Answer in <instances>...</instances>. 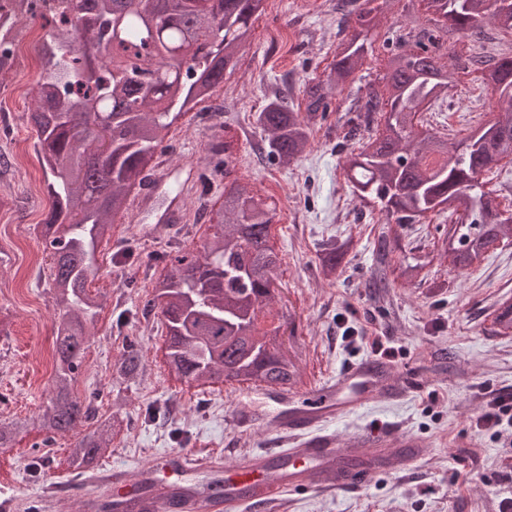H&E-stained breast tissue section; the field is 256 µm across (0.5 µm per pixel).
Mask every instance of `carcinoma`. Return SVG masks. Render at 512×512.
<instances>
[{
  "mask_svg": "<svg viewBox=\"0 0 512 512\" xmlns=\"http://www.w3.org/2000/svg\"><path fill=\"white\" fill-rule=\"evenodd\" d=\"M343 0L356 26L339 30L340 42L322 73L304 82L301 101L272 93L254 123L264 134L268 161L288 166L310 142L312 128L326 118L333 91L356 82L366 60V41L377 31L390 0ZM16 17L37 16L53 34L39 47L44 72L35 87L34 151L42 166L52 158L47 183L50 211L41 239L51 257L50 281L57 320L54 331L55 386L37 416L38 428L55 435L88 424L94 399L72 385L85 353L88 324L101 309L89 282L97 245L112 239L114 216L127 212L132 190L145 186L170 149L174 121L210 101L224 73L236 67L252 42V19L266 0H59L58 10L36 13L35 0H15ZM498 0H407L405 12H422L432 24L401 34L383 58L382 84H367L345 108L346 131L336 143L340 166L352 191L379 207L384 224H421L428 215L448 214L451 224L437 241L438 255L458 271L480 264L512 239V199L501 201L480 175L512 163V53L496 57L472 52L471 43L488 23L512 35V22L495 20ZM19 29L0 28V73L14 65ZM147 49L124 61L113 43ZM473 77L498 96L500 111L450 143L421 128L418 114L448 102L449 92ZM213 229L203 251L177 249L164 255L162 273L142 305L147 316L160 310L167 329L163 363L178 380L210 385L248 382L286 392L300 379L295 356L280 349L278 325L257 333L260 315L275 302L269 285L280 258L269 242L274 212L246 183L224 185V202L204 208ZM399 233L375 241L378 273L370 288H384L386 259ZM352 240H331L318 256L320 274L342 269ZM428 261L404 259L396 278L422 282ZM496 332L512 334V302L495 312ZM117 374L136 380L145 357L134 340L115 363ZM122 422L109 417L79 433L68 465L77 474L94 467ZM26 428L22 420L0 422V449L12 447Z\"/></svg>",
  "mask_w": 512,
  "mask_h": 512,
  "instance_id": "obj_1",
  "label": "carcinoma"
}]
</instances>
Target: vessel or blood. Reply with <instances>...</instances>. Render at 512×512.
I'll return each mask as SVG.
<instances>
[{
    "mask_svg": "<svg viewBox=\"0 0 512 512\" xmlns=\"http://www.w3.org/2000/svg\"><path fill=\"white\" fill-rule=\"evenodd\" d=\"M183 217L184 197L179 194L162 225L143 226L142 235L158 237L162 226H176ZM417 385L416 378L395 375L385 363L365 360L351 365L336 379L313 387L289 412L272 414V425L286 435L287 447L249 454L231 464L204 450L165 452L153 458L151 469L162 491L183 492L171 505V512H240L252 502L270 500L287 491L359 486L378 472L416 463L422 444L400 433L371 431L344 442L329 431V423L367 407L377 397L391 400ZM193 476L222 480L224 488L217 494L191 490L189 479ZM90 483L107 490L116 500L133 502L144 495L139 476L118 466L91 478Z\"/></svg>",
    "mask_w": 512,
    "mask_h": 512,
    "instance_id": "vessel-or-blood-1",
    "label": "vessel or blood"
}]
</instances>
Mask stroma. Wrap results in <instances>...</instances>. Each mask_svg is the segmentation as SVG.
I'll use <instances>...</instances> for the list:
<instances>
[{
    "mask_svg": "<svg viewBox=\"0 0 512 512\" xmlns=\"http://www.w3.org/2000/svg\"><path fill=\"white\" fill-rule=\"evenodd\" d=\"M18 64L0 74V104L13 110V132L0 136V155L11 163L0 178V421L29 419L45 404L53 387L52 323L55 309L48 275L51 261L40 239L49 208L47 176L33 148L36 131L29 121L42 60L36 33L42 19H21ZM340 16L336 0H267L253 19L252 44L236 69L225 74L210 103L213 124L196 112L171 127V149L163 161L170 170L163 190L175 195L189 169L204 170L206 142L214 125L232 144L231 177L247 182L275 209L271 242L282 259L277 272L280 298L269 309L275 322L296 325L293 349L302 379L290 389L299 398L319 382L336 378L351 364L378 359L375 341L392 351L387 363L410 372L420 387L403 399H381L346 415L331 430L345 439L370 430H403L421 441L425 453L416 464L377 473L360 487L344 491H288L276 506L251 512H498L512 498V447L493 429L477 427L486 401L482 390L512 394V335L493 332L500 302L512 299V241L489 252L475 269L457 273L446 261L427 267V280L414 286L396 281L380 299L367 288L375 266L374 241L380 214L348 188L335 146L343 136L337 120L346 92H335L334 108L314 127L300 157L283 167L259 160L262 139L252 115L265 93L282 80L300 91L307 77L321 73L336 53ZM496 97L476 84L463 83L450 104L425 115L436 135L467 134L472 113L494 112ZM155 215L126 213L112 227L110 243L96 252L98 273L92 288L106 292L107 304L91 329L74 389L94 396L97 415H117L127 426L114 437L98 462L140 470L159 452L175 449L174 428L188 435V448L208 447L224 462L279 445L282 436L268 415L280 410L276 399L248 384L188 386L171 379L161 363L165 335L159 316L139 312L146 278L160 274L161 255L175 248L199 250L209 225L182 224L152 240L141 224ZM447 217L401 229L403 250L394 261L422 256L431 248ZM353 236L343 275L327 281L315 265L322 244ZM127 324L115 328L118 314ZM139 341L146 367L134 382L112 371L129 338ZM251 397L264 411L248 430L238 427V401ZM167 408L168 418L144 422L147 405ZM71 435L44 442L37 429L0 451V486L13 489L16 512H74L86 489L66 464Z\"/></svg>",
    "mask_w": 512,
    "mask_h": 512,
    "instance_id": "stroma-1",
    "label": "stroma"
}]
</instances>
